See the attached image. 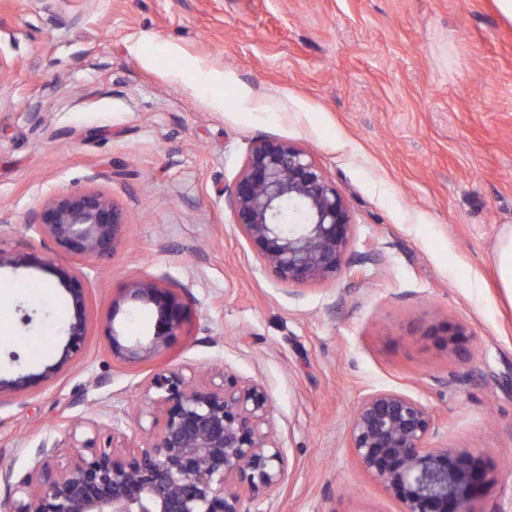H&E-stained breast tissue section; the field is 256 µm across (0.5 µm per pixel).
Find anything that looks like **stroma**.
I'll return each instance as SVG.
<instances>
[{
    "mask_svg": "<svg viewBox=\"0 0 512 512\" xmlns=\"http://www.w3.org/2000/svg\"><path fill=\"white\" fill-rule=\"evenodd\" d=\"M311 154L354 236L336 277L283 285L239 231L227 192L253 142ZM95 190L125 222L78 260L34 226L53 195ZM512 224V20L496 0H0V268L12 323L0 375L56 363L86 292L73 366L0 405V468L23 475L45 439L93 426L140 439L156 374L225 369L262 382L286 475L244 512H402L357 462L352 414L376 391L432 412V444L470 449L494 480L477 512H512V301L493 252ZM176 288L184 326L118 368L107 323L147 335L128 284ZM30 323H23V314ZM464 325L465 351L430 331Z\"/></svg>",
    "mask_w": 512,
    "mask_h": 512,
    "instance_id": "35a3bbf8",
    "label": "stroma"
}]
</instances>
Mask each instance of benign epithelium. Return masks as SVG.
<instances>
[{"label": "benign epithelium", "mask_w": 512, "mask_h": 512, "mask_svg": "<svg viewBox=\"0 0 512 512\" xmlns=\"http://www.w3.org/2000/svg\"><path fill=\"white\" fill-rule=\"evenodd\" d=\"M236 224L267 271L291 285L326 280L341 270L353 223L345 198L311 155L283 140L254 142L228 193ZM39 230L76 258L99 256L113 247L123 214L104 194L60 192L36 215ZM57 275L68 287L74 314L61 357L42 373L0 377V405L32 394L83 353L87 336L86 297L70 270ZM128 301L155 312L146 340L121 341L108 334L112 360L139 366L169 346L182 330L185 305L175 289L139 280L112 301V316ZM440 343L464 349L467 332L448 327ZM220 382L196 384L179 372L158 374L146 392L159 425L140 446H128L112 429L97 427L64 467H54L65 442L43 440L35 466L19 479L0 470L6 489L0 512H244L243 494L256 499L285 478L281 448L264 430L271 412L262 383L243 382L221 371ZM430 410L395 391L373 392L357 406L350 448L361 466L400 501L402 512H475L492 481L483 459L464 448L432 446Z\"/></svg>", "instance_id": "benign-epithelium-1"}]
</instances>
